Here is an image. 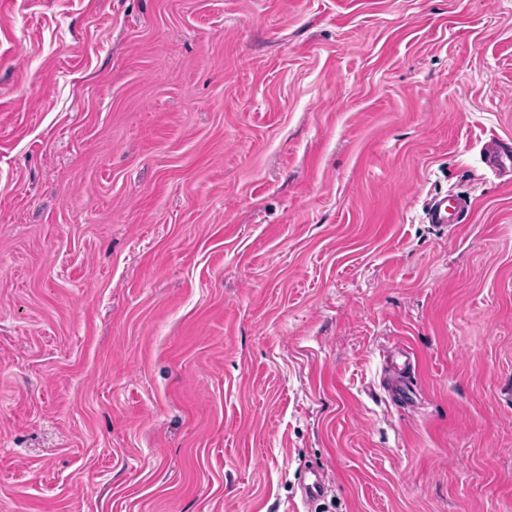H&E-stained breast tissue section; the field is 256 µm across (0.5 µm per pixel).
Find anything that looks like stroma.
<instances>
[{"label":"stroma","mask_w":512,"mask_h":512,"mask_svg":"<svg viewBox=\"0 0 512 512\" xmlns=\"http://www.w3.org/2000/svg\"><path fill=\"white\" fill-rule=\"evenodd\" d=\"M493 138L512 0H0V512H512ZM469 216L470 208L467 201L459 195L436 196L423 204L424 223L433 224L443 232H452L459 224H466ZM395 355L404 359L402 364H397L396 361H393ZM391 360V367L389 369L390 382L387 391L393 403L397 407L405 409V406L409 404L411 388L413 387L411 379L415 377L417 361L414 354L403 347L394 349ZM327 483V475L323 469L312 465L305 472L301 489L304 511H310L309 506L323 497Z\"/></svg>","instance_id":"35a3bbf8"}]
</instances>
